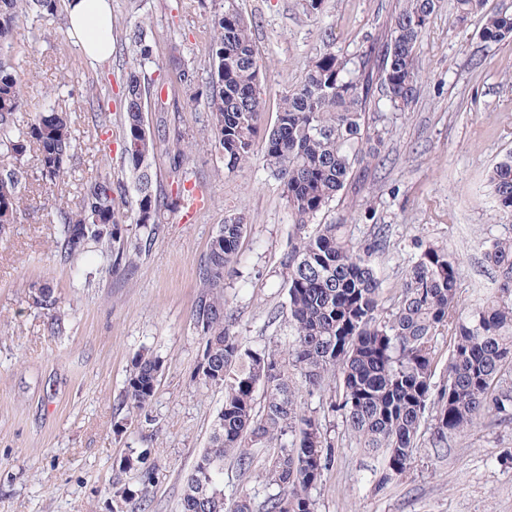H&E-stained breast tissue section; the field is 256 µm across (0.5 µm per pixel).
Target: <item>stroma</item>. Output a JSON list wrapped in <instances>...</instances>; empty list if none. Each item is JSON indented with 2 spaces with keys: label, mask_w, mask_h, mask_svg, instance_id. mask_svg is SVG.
I'll return each mask as SVG.
<instances>
[{
  "label": "stroma",
  "mask_w": 512,
  "mask_h": 512,
  "mask_svg": "<svg viewBox=\"0 0 512 512\" xmlns=\"http://www.w3.org/2000/svg\"><path fill=\"white\" fill-rule=\"evenodd\" d=\"M112 57L89 64L64 13L19 23L12 56L25 109L70 113L77 149L64 183L47 188L34 153L15 159L0 148V170L21 166L23 209L0 230V512H112L113 469L136 448L155 464L145 512H180L183 479L208 445L224 389L194 373L203 342L192 319L200 270L224 220L243 217L237 272L224 299L243 342L287 347V293L281 257L292 216L278 182L260 163L236 172L208 131L207 108L194 99L210 77V20L224 0H111ZM396 0H233L250 23L262 63L265 124H274L281 91L297 85L326 51L350 55L387 23ZM143 26L153 55L141 72L146 124L157 148L151 165L166 198L154 230L136 222V192L121 149L122 82L136 58L130 32ZM479 18L458 21L454 0H438L420 48L424 90L405 112L385 115V161L370 169L333 209L348 214V232L368 238L387 225L375 265L385 309L418 251L415 240L448 247L460 261V312L469 314L500 284L481 243L512 235L487 184L489 169L512 155V42L484 45ZM190 75L177 80L171 58ZM109 91L111 125L101 131L89 110L92 87ZM110 139L102 156L100 140ZM184 151L183 166L173 164ZM110 175L123 188L115 207L126 216L125 246L150 238L132 265L100 248L65 258L61 226L44 207L53 190L76 209L83 184ZM184 182L189 197L176 195ZM49 284L64 320L52 330L29 296ZM149 351L162 361L153 400L131 409L124 386L133 358ZM334 461L312 496L316 512H512V417L496 413L449 435L437 450L435 412L427 410L406 470L380 485L381 456L359 448L342 417L331 418ZM270 446L254 450L250 470L225 458L224 497L261 502Z\"/></svg>",
  "instance_id": "35a3bbf8"
}]
</instances>
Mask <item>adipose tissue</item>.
<instances>
[{"label":"adipose tissue","instance_id":"1","mask_svg":"<svg viewBox=\"0 0 512 512\" xmlns=\"http://www.w3.org/2000/svg\"><path fill=\"white\" fill-rule=\"evenodd\" d=\"M66 21L82 54L94 63L112 56V5L110 0H66Z\"/></svg>","mask_w":512,"mask_h":512}]
</instances>
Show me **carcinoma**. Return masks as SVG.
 I'll return each mask as SVG.
<instances>
[{"mask_svg": "<svg viewBox=\"0 0 512 512\" xmlns=\"http://www.w3.org/2000/svg\"><path fill=\"white\" fill-rule=\"evenodd\" d=\"M59 0H0V48L9 43L20 19L57 12ZM436 0H397L384 32L353 56L325 52L314 60L297 86L280 95L275 124L262 126L265 91L250 24L224 6L210 20L211 80L205 89L211 133L224 153V167L234 172L249 166L256 142H262L263 166L278 181L294 216L293 231L282 256L288 323L294 340L288 350L273 345L249 346L233 330L224 302V278L235 272L246 229L243 218L224 222L212 238L201 271L200 293L192 319L203 341L196 374L224 388L207 448L185 479L180 512H254L251 499L226 509L218 464L226 457L248 470L251 448L276 445L265 470L267 494L262 512H315L314 490L334 459V442L322 417L306 415L297 403L294 375L311 390L326 391V373L341 370L339 384L328 394L327 413L341 411L356 444L385 455L380 484L402 474L417 447L428 406L436 407L437 444L448 434L471 426L486 411L512 415V388H500L512 369V237L481 243L484 258L500 276L498 294L459 313V260L440 245L418 241L419 253L406 273L394 310L384 314L385 288L374 256L387 246L375 231L356 241L345 216L322 220L325 209L343 196L372 163L382 161L384 132L370 125L375 95L395 112L408 110L423 89L419 47ZM460 22L481 16L479 38L487 44L512 41V11L485 10V0H456ZM131 40L137 64L152 57L147 32L138 26ZM146 88L137 69L123 81L122 154L134 178L139 224L159 220L157 190L150 157L155 143L145 127ZM21 80L15 65L0 53V146L18 160L37 145L38 169L55 185L68 177L76 149L70 117L48 107L23 111ZM22 172L0 174V228L18 221ZM496 211L512 215V156L488 172ZM122 191L100 176L85 183L79 207L62 211L57 197L45 199L60 211L61 245L69 256L94 243L110 249L120 241L122 217L112 194ZM88 227L81 241L72 239ZM34 304L56 315L52 288L31 290ZM448 332L446 386L434 389L436 338ZM161 361L137 354L126 379L124 398L142 410L152 400ZM263 406L256 408V393ZM139 474L134 490L122 475ZM153 466L148 452L133 450L120 461L112 480V512H139L146 502Z\"/></svg>", "mask_w": 512, "mask_h": 512, "instance_id": "carcinoma-1", "label": "carcinoma"}]
</instances>
